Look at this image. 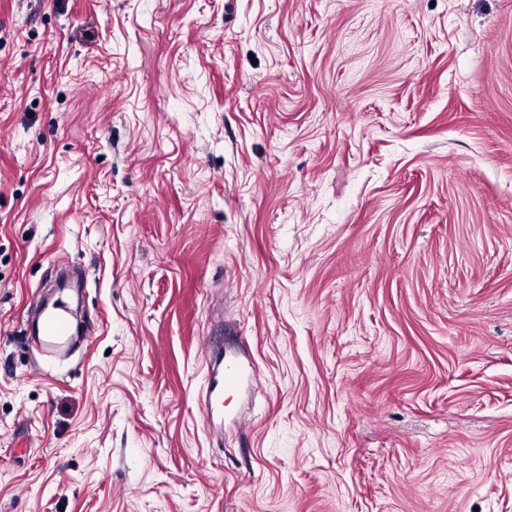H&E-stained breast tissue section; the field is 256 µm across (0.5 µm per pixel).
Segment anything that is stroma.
Segmentation results:
<instances>
[{"mask_svg":"<svg viewBox=\"0 0 512 512\" xmlns=\"http://www.w3.org/2000/svg\"><path fill=\"white\" fill-rule=\"evenodd\" d=\"M0 512H512V0H0Z\"/></svg>","mask_w":512,"mask_h":512,"instance_id":"1","label":"stroma"}]
</instances>
